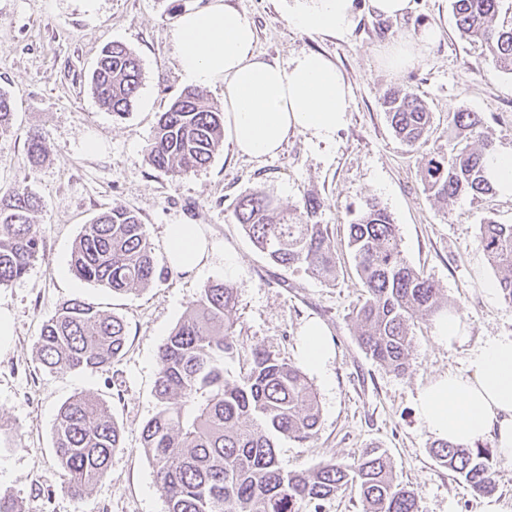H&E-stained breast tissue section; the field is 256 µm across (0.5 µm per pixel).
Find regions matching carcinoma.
<instances>
[{"label": "carcinoma", "mask_w": 512, "mask_h": 512, "mask_svg": "<svg viewBox=\"0 0 512 512\" xmlns=\"http://www.w3.org/2000/svg\"><path fill=\"white\" fill-rule=\"evenodd\" d=\"M449 2L460 37L488 47L491 69L512 71V22L496 24L505 0ZM141 80L139 59L113 42L92 71L91 87L104 107L122 117L132 109ZM385 108L401 141L409 146L426 142L431 112L415 92L391 91ZM13 113L11 96L0 91L1 133ZM223 147L224 113L209 105L203 91L187 88L160 115L146 161L156 170L187 175L206 167ZM448 148V156H430L419 171L430 196L447 202L495 193L485 174L492 140L481 113L448 114ZM47 153L45 138L33 132L27 143L29 167L40 165ZM40 207L39 199L19 186L0 197V287L24 277L45 256L32 220ZM323 207L320 199L308 197L302 211L292 213L256 190L238 200L234 216L272 263L329 279L336 272V251L329 225L318 220ZM477 244L498 273L503 299L512 305V224L487 220ZM348 245L365 288L363 301L352 311L358 343L371 359L403 374L410 366L411 323L431 320L448 300L404 259L397 225L378 203H366L349 224ZM71 267L80 279L116 293L145 289L169 275L157 271L139 215L120 203L84 225ZM236 311L233 286L210 282L159 348L157 411L141 430V444L164 491L166 512H303L349 488L357 491L365 512H418L415 491L397 479L378 448L347 465L328 461L301 472L281 468L278 441L313 440L320 407L301 368L264 349L246 353V368L237 378L225 376V356L239 352ZM126 342L121 318L73 299L42 325L36 348L50 372L93 370L119 360ZM123 433L106 403L94 395H77L61 405L53 447L75 495L107 477ZM431 452L474 492L494 490V453L488 446L436 439Z\"/></svg>", "instance_id": "1"}]
</instances>
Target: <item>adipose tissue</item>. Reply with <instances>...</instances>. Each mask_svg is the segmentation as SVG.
<instances>
[{
  "label": "adipose tissue",
  "instance_id": "adipose-tissue-1",
  "mask_svg": "<svg viewBox=\"0 0 512 512\" xmlns=\"http://www.w3.org/2000/svg\"><path fill=\"white\" fill-rule=\"evenodd\" d=\"M353 0H312L294 9L289 22L301 31L336 34L354 23ZM441 36L421 26L392 41L385 64L402 71ZM253 19L225 0L183 14L175 33L184 80L198 87L223 86L224 124L239 155L259 160L275 155L289 134L332 138L351 109V88L340 69L320 53L288 61L267 60L255 51ZM168 263L183 273L206 266L213 248L196 224L165 229ZM331 355L328 331L312 321L301 332L300 356L324 371ZM416 413L436 438L473 446L492 437L497 456L512 461V336H496L476 349L462 372L439 375L418 394Z\"/></svg>",
  "mask_w": 512,
  "mask_h": 512
}]
</instances>
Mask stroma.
Wrapping results in <instances>:
<instances>
[{
  "mask_svg": "<svg viewBox=\"0 0 512 512\" xmlns=\"http://www.w3.org/2000/svg\"><path fill=\"white\" fill-rule=\"evenodd\" d=\"M211 2L0 0V89L14 101L11 127L0 134V196L24 186L39 197L34 222L45 247L44 259L0 288V309L10 311L14 323L13 336L0 342V494L12 495L20 512H165L164 493L141 447V429L156 411L158 350L201 288L223 280L230 251L240 263L232 285L242 347L298 362L300 328L311 319L326 325L334 347L325 373H307L321 409L317 435L303 444L280 440V466L305 471L378 447L398 480L416 492L419 512H481L483 496L432 457L434 437L417 417L416 399L437 376L466 370L484 341L512 335V306L476 244L486 220L512 224V197L463 196L443 204L429 197L418 171L427 153L447 151L452 112L483 113L496 150H512V73L490 70L486 47L459 36L449 0H415L399 20L359 8L354 26L336 35L293 28L288 12L295 0H226L254 20L262 57L285 61L311 51L334 61L351 85V110L332 139L294 133L277 156L257 161L237 156L228 137L206 168L173 176L149 166L145 149L160 114L186 87L174 43L178 19ZM425 24L442 29L441 41L403 72L385 69L378 48ZM114 41L130 48L142 67L136 101L122 117L103 108L91 89L95 62ZM392 88L414 89L432 114L420 148L402 144L390 127L383 96ZM35 130L51 151L32 170L25 152ZM256 190L288 210L307 196L323 201L319 219L335 240V279L276 266L255 249L234 207ZM369 199L393 217L407 262L441 288L470 327L468 345L451 348L438 340L434 324L416 322L404 374L365 354L351 318L364 288L347 228ZM116 202L141 218L157 267L168 265L169 224L200 225L214 259L197 274L175 272L136 292L77 279L71 254L84 224ZM72 299L125 321L127 344L117 362L95 371L42 368L36 353L41 326ZM77 393L106 401L124 428L107 477L79 498L64 482L52 434L60 406Z\"/></svg>",
  "mask_w": 512,
  "mask_h": 512,
  "instance_id": "stroma-1",
  "label": "stroma"
}]
</instances>
